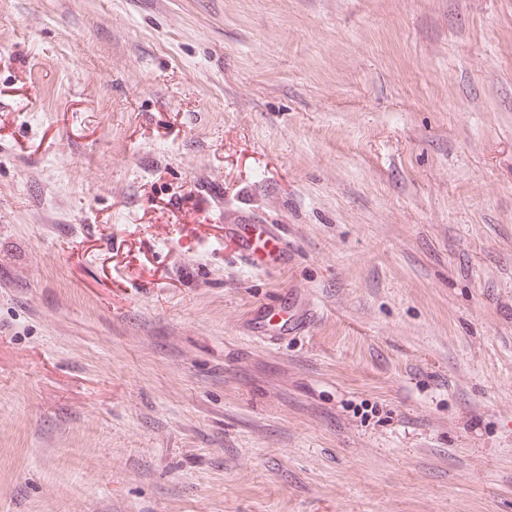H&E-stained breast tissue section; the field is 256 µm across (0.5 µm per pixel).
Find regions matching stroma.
I'll use <instances>...</instances> for the list:
<instances>
[{
    "mask_svg": "<svg viewBox=\"0 0 512 512\" xmlns=\"http://www.w3.org/2000/svg\"><path fill=\"white\" fill-rule=\"evenodd\" d=\"M0 512H512V0H0ZM226 231L236 240L240 259L254 269H262L268 258L284 255L287 250L286 240L275 224L248 219L226 225Z\"/></svg>",
    "mask_w": 512,
    "mask_h": 512,
    "instance_id": "stroma-1",
    "label": "stroma"
}]
</instances>
